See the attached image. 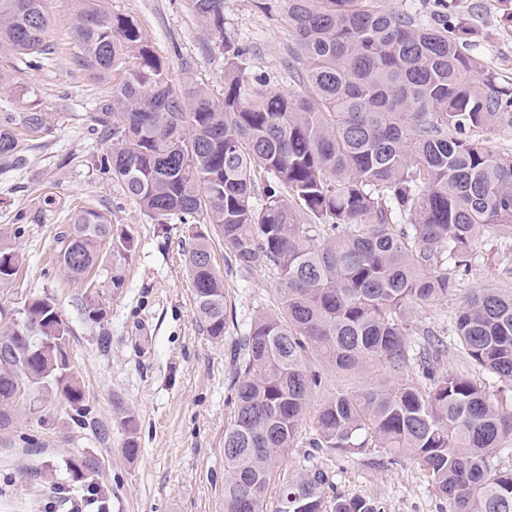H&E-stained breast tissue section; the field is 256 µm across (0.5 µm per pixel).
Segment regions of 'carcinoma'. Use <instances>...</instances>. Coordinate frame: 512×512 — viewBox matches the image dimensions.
<instances>
[{"mask_svg": "<svg viewBox=\"0 0 512 512\" xmlns=\"http://www.w3.org/2000/svg\"><path fill=\"white\" fill-rule=\"evenodd\" d=\"M44 2L0 0V53L45 54ZM76 2L83 67L119 72L91 115L107 142L100 170L159 226L207 224L237 267L275 276L277 311L257 314L241 339L234 415L224 428V512H266L318 383L307 370L309 348L342 370L381 361L396 373L418 367L416 379L331 394L317 410L312 447L408 455L450 512H512V468L494 462L512 438V412L475 379L439 371V344L416 348L408 339L410 308L454 292L452 273L467 271L481 230L512 223V155L473 137L512 113V91L497 87L470 51L471 26L423 23L376 0H288L291 58L302 72L299 88L284 92L246 73L245 50L224 36V0H192L224 38L218 99L174 83L139 23L113 13L108 0ZM23 123L50 131L44 112L26 113ZM12 124L0 117V166L17 162ZM57 243L71 279L109 263L112 288L123 287L136 239L115 233L106 214L78 210ZM22 263L0 242V289ZM185 266L197 322L224 340V278L210 235L193 234ZM82 309L91 323L104 321L99 296L85 295ZM453 329L477 367L512 384V292H470ZM69 333L47 296L0 305L1 430L13 426L20 390L60 396L76 427L89 423L83 386L70 373ZM116 410L123 452L134 457L136 419L119 402ZM69 469L83 491L101 462L83 456ZM326 484L318 468L286 479L275 512H380L362 497L327 498Z\"/></svg>", "mask_w": 512, "mask_h": 512, "instance_id": "carcinoma-1", "label": "carcinoma"}]
</instances>
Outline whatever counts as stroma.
Instances as JSON below:
<instances>
[{
    "label": "stroma",
    "instance_id": "stroma-1",
    "mask_svg": "<svg viewBox=\"0 0 512 512\" xmlns=\"http://www.w3.org/2000/svg\"><path fill=\"white\" fill-rule=\"evenodd\" d=\"M377 3L384 11H413L427 20L447 15L469 20L474 54L497 86L512 89V23L501 0ZM109 5L138 21L155 54L168 62L174 82L223 93V46L197 17L192 0H109ZM73 8V0H45L49 51L42 66L0 54V72L13 78L0 86V110L16 120L20 155L14 167L0 168V231L10 234L24 256L12 287L0 291V305L18 306L33 293L53 299L71 329V370L84 388L93 423L72 427L64 400L55 399L32 403L13 427L0 430V476L13 477L9 492L0 495V512H69L71 504L61 494L73 483L67 465L84 455L102 463L94 480L106 486L110 512H224V428L234 414L238 342L253 317L276 310L274 277L236 269L224 245L216 244L229 321L223 341L202 333L183 256L195 225L174 221L159 227L98 171L105 143L90 113L110 94L112 81L78 65ZM224 29L245 48L242 62L249 74L270 76L284 90L297 87L287 0H224ZM36 110L46 112L50 133L26 129L23 116ZM83 207L106 213L115 229L130 231L137 240L123 288L98 278L106 311L100 327L80 307L82 284L70 280L57 261V237ZM474 288L512 290V229L487 227L455 292L418 306L409 321L415 331L444 342L441 369L483 381L491 399L512 410V390L479 369L453 333L454 317ZM309 362L320 382L281 461L280 477L314 466L329 478L327 495L365 497L380 512H448L427 473L410 457H393L380 448L351 456L311 446L315 412L326 397L378 384L394 373L382 363L358 371L337 369L314 355ZM119 403L138 422L139 453L132 459L122 452L126 434L116 417ZM26 435L36 436L38 445L23 443ZM47 474L52 483L44 482Z\"/></svg>",
    "mask_w": 512,
    "mask_h": 512
}]
</instances>
